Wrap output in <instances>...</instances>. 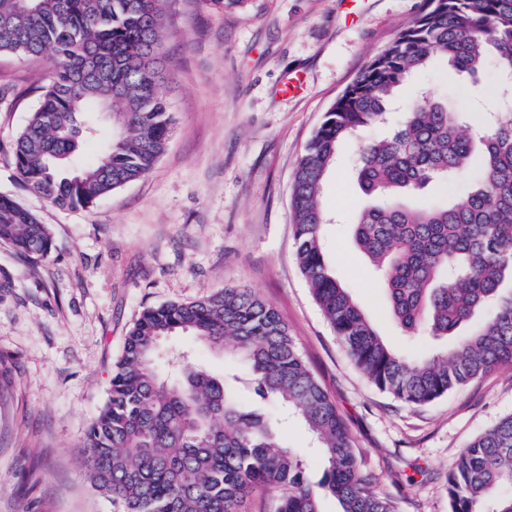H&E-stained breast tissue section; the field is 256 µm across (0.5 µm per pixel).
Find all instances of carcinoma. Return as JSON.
<instances>
[{
    "label": "carcinoma",
    "mask_w": 512,
    "mask_h": 512,
    "mask_svg": "<svg viewBox=\"0 0 512 512\" xmlns=\"http://www.w3.org/2000/svg\"><path fill=\"white\" fill-rule=\"evenodd\" d=\"M19 2L0 0V55L47 56L52 67L14 141V167L50 203L90 208L145 177L172 133L158 94L168 77L165 0H31L20 20ZM489 50L501 70L495 96L511 103L504 76L512 72V0H423L326 113L294 174L297 259L313 296L369 381L409 404L430 403L512 364V117L476 145L459 133L462 113L417 97L393 134L368 143L357 164L360 188L378 203L359 214L354 243L379 272L390 316L407 337L446 340L471 325L449 351L412 357L383 340L330 269L319 196L340 142L382 122L408 78L441 57L476 79ZM99 138L106 145L97 160L71 170L80 146ZM451 176L473 183L453 206L422 198L409 208L400 200ZM0 242L36 260L53 249L48 226L7 196H0ZM183 334L240 360L249 397L181 354L167 356L177 377L161 375L160 342ZM269 402L317 442L325 462L318 481L281 445L282 419L257 411ZM81 448L93 487L123 512H242L246 496L267 488L280 491L276 512H321L326 495L342 512H398L361 469L344 421L288 326L246 288L145 309ZM448 498L451 512H512V415L462 449L448 472Z\"/></svg>",
    "instance_id": "carcinoma-1"
}]
</instances>
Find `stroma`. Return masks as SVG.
I'll return each instance as SVG.
<instances>
[{
  "instance_id": "obj_1",
  "label": "stroma",
  "mask_w": 512,
  "mask_h": 512,
  "mask_svg": "<svg viewBox=\"0 0 512 512\" xmlns=\"http://www.w3.org/2000/svg\"><path fill=\"white\" fill-rule=\"evenodd\" d=\"M421 0H167L169 79L160 92L171 138L152 172L88 210L61 209L17 179L11 147L51 68L0 55V195L50 226L54 248L31 260L0 243V512H120L93 491L81 442L104 404L125 337L145 308L226 286L251 289L287 325L346 423L361 467L399 512H449L448 473L473 439L512 414V367L425 405L375 388L316 304L297 260L293 173L326 112L416 15ZM300 76L297 93L284 78ZM496 64L472 79L435 61L402 86L386 120L344 140L320 204L327 259L393 348L417 355L387 309L384 285L352 239L368 206L354 164L389 136L418 89L463 113L473 135L497 110ZM184 350L211 373H243L189 336Z\"/></svg>"
}]
</instances>
